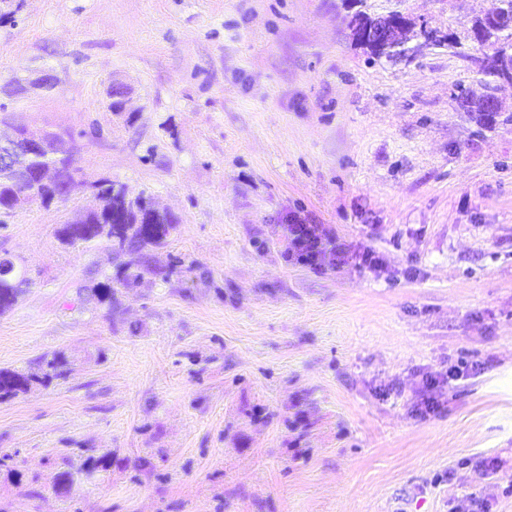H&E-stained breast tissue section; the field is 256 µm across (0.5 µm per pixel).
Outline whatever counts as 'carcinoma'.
<instances>
[{
  "label": "carcinoma",
  "mask_w": 512,
  "mask_h": 512,
  "mask_svg": "<svg viewBox=\"0 0 512 512\" xmlns=\"http://www.w3.org/2000/svg\"><path fill=\"white\" fill-rule=\"evenodd\" d=\"M128 94L121 84L109 86V108L114 112L123 111V100ZM73 160L61 156L40 157L31 166L43 173L31 186L35 200L47 205L57 199L60 185L56 179L67 170ZM176 219L167 212L152 206L151 199L140 194L129 196L126 188L105 181L95 186V203L84 208L76 218L62 225L58 239L65 245L92 246L101 241L112 243L118 252L138 253L148 245L161 244L175 229ZM159 274L161 270L151 267L144 259L126 264L122 284L127 288L139 286L145 274ZM11 286L0 288V314L8 311L18 301L32 281L24 273L17 272L10 278ZM87 299L100 304L112 305L111 282L99 283L90 289ZM67 361L63 355L55 353L40 360V372L23 374L9 369H0V400L11 398L27 389L33 382L49 384L67 375Z\"/></svg>",
  "instance_id": "obj_1"
}]
</instances>
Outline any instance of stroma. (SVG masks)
<instances>
[{"label": "stroma", "mask_w": 512, "mask_h": 512, "mask_svg": "<svg viewBox=\"0 0 512 512\" xmlns=\"http://www.w3.org/2000/svg\"><path fill=\"white\" fill-rule=\"evenodd\" d=\"M490 5L25 0L0 20V122L68 132L85 181L178 219L134 288L108 243L56 236L90 194L0 225L34 282L0 315V369L68 368L0 400V512H512V88L489 125L458 103L485 91ZM392 14L448 44L353 41V17ZM47 66L51 90L14 91ZM293 213L373 264L288 263ZM109 276L115 304L86 303Z\"/></svg>", "instance_id": "obj_1"}]
</instances>
